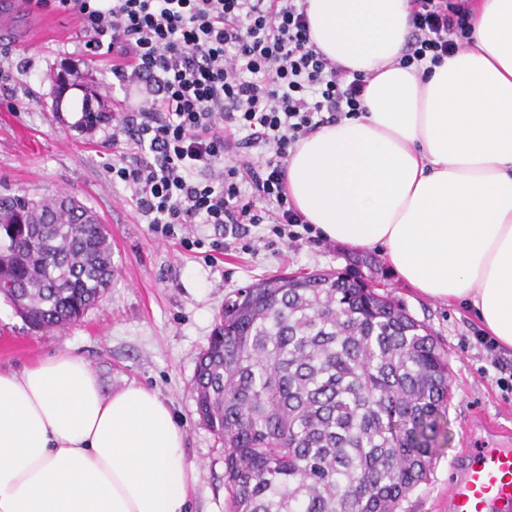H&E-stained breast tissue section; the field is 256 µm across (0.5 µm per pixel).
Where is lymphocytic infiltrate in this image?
Instances as JSON below:
<instances>
[{
	"instance_id": "lymphocytic-infiltrate-1",
	"label": "lymphocytic infiltrate",
	"mask_w": 512,
	"mask_h": 512,
	"mask_svg": "<svg viewBox=\"0 0 512 512\" xmlns=\"http://www.w3.org/2000/svg\"><path fill=\"white\" fill-rule=\"evenodd\" d=\"M78 15L87 45L114 58L121 102L112 175L154 233L224 229L214 249L271 224L290 241L314 228L290 202L297 141L357 116L369 82L318 51L307 0H39ZM401 67L440 65L472 42L467 0H411Z\"/></svg>"
}]
</instances>
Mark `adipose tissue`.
<instances>
[{
	"instance_id": "obj_1",
	"label": "adipose tissue",
	"mask_w": 512,
	"mask_h": 512,
	"mask_svg": "<svg viewBox=\"0 0 512 512\" xmlns=\"http://www.w3.org/2000/svg\"><path fill=\"white\" fill-rule=\"evenodd\" d=\"M473 43L397 64L410 0H308L310 38L370 74L365 110L301 138L288 198L324 239L380 252L512 351V0H472ZM171 404L65 349L0 369V512H190Z\"/></svg>"
}]
</instances>
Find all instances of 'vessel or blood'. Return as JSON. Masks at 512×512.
<instances>
[{
    "mask_svg": "<svg viewBox=\"0 0 512 512\" xmlns=\"http://www.w3.org/2000/svg\"><path fill=\"white\" fill-rule=\"evenodd\" d=\"M448 477V512H512V448L465 449Z\"/></svg>",
    "mask_w": 512,
    "mask_h": 512,
    "instance_id": "obj_1",
    "label": "vessel or blood"
}]
</instances>
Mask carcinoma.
I'll list each match as a JSON object with an SVG mask.
<instances>
[{
  "label": "carcinoma",
  "instance_id": "cac0c4a2",
  "mask_svg": "<svg viewBox=\"0 0 512 512\" xmlns=\"http://www.w3.org/2000/svg\"><path fill=\"white\" fill-rule=\"evenodd\" d=\"M0 194V296L41 331L112 283L95 212ZM224 442L230 512H405L428 481L450 397L431 329L354 273L292 272L224 300L194 377Z\"/></svg>",
  "mask_w": 512,
  "mask_h": 512
}]
</instances>
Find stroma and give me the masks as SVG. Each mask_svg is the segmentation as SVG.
Here are the masks:
<instances>
[{"mask_svg": "<svg viewBox=\"0 0 512 512\" xmlns=\"http://www.w3.org/2000/svg\"><path fill=\"white\" fill-rule=\"evenodd\" d=\"M11 26L0 35V53L12 66L0 72V194L25 191L35 199L70 195L107 225L115 277L99 302L61 330H30L0 299V368L19 369L68 348L100 369L104 379H123L158 391L171 403L186 432L187 456L199 467L191 512H228L224 446L200 421L193 377L196 362L233 291L279 272L356 270L380 291L403 302L425 322L448 351L451 400L445 436L438 441L428 482L409 497L407 512H448V470L463 448L486 441L482 424L505 434L495 443L512 448V390L501 388L500 365L512 354L489 350L472 311L420 293L395 274L377 251L336 242L291 243L271 225L215 253L210 224L176 229L165 238L151 231L131 200L130 189L113 180L110 167L122 147L112 144L111 123L94 132L67 128L55 117V79L66 59L73 80L91 81L93 108L111 109L123 93L114 87L112 64L87 52L76 15L41 9L36 0H0ZM190 244H183V237ZM363 265H354L356 255Z\"/></svg>", "mask_w": 512, "mask_h": 512, "instance_id": "obj_1", "label": "stroma"}]
</instances>
